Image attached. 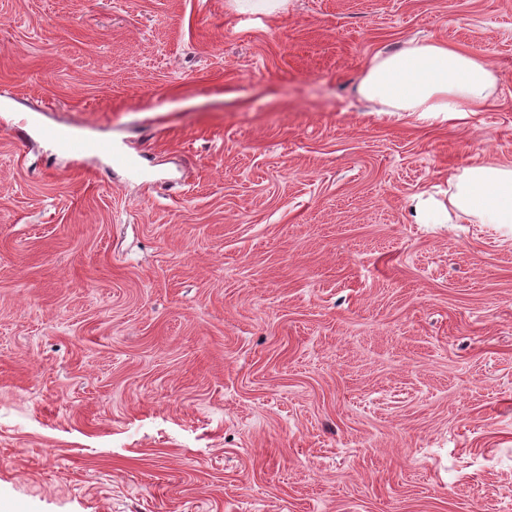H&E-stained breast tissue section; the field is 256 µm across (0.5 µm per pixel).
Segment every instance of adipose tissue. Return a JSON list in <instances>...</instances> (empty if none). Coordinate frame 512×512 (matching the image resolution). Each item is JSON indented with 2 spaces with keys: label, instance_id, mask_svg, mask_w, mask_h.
Masks as SVG:
<instances>
[{
  "label": "adipose tissue",
  "instance_id": "ef3b65f1",
  "mask_svg": "<svg viewBox=\"0 0 512 512\" xmlns=\"http://www.w3.org/2000/svg\"><path fill=\"white\" fill-rule=\"evenodd\" d=\"M496 84L480 56L443 42L413 39L395 53L371 56L357 84L376 112H410L444 119L479 111ZM474 224L512 226V165L473 164L448 179V199L419 193L410 199L417 224H446L451 212Z\"/></svg>",
  "mask_w": 512,
  "mask_h": 512
}]
</instances>
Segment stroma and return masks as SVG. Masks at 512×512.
Returning a JSON list of instances; mask_svg holds the SVG:
<instances>
[{
    "instance_id": "obj_1",
    "label": "stroma",
    "mask_w": 512,
    "mask_h": 512,
    "mask_svg": "<svg viewBox=\"0 0 512 512\" xmlns=\"http://www.w3.org/2000/svg\"><path fill=\"white\" fill-rule=\"evenodd\" d=\"M412 38L486 106L372 112ZM477 160L512 0H0V512H512V228L408 208ZM42 135L45 138L55 142L56 145L63 151L73 154H80L88 150H95L108 154L111 159L113 158V160L118 164L125 165L127 167L131 166V163L125 157L112 153V146L110 144H92L84 139L69 136L64 132L53 129L44 130ZM410 215L416 224H447L451 220L445 204L424 192L410 198Z\"/></svg>"
}]
</instances>
